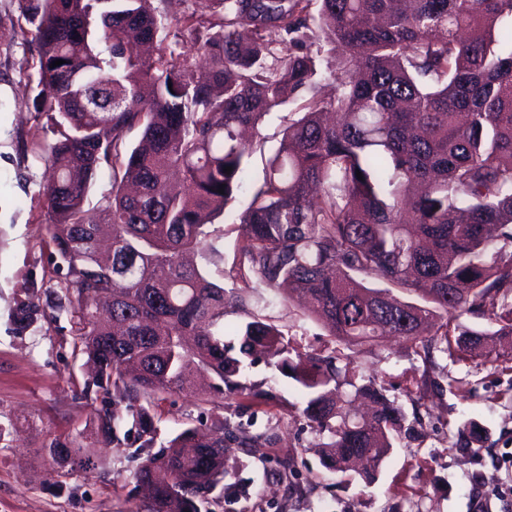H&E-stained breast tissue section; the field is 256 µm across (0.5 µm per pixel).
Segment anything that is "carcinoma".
<instances>
[{"label": "carcinoma", "mask_w": 512, "mask_h": 512, "mask_svg": "<svg viewBox=\"0 0 512 512\" xmlns=\"http://www.w3.org/2000/svg\"><path fill=\"white\" fill-rule=\"evenodd\" d=\"M12 2L34 32L19 74L46 118L34 156L53 172L40 196L67 267L54 307L77 318L75 348L95 366L81 395L102 399L97 439L136 447L142 512H199L230 487L228 454L277 441L217 418L156 444L151 409L191 384L192 367L208 397L267 399L236 380L259 356L304 390L325 469L376 478L404 413L371 382L358 391L373 419L338 405L350 368L336 351L303 353L263 315L287 294L346 345L415 344L430 325L426 353L468 359L485 336L512 349V0H210L209 15L175 18L163 0ZM312 26L327 48L274 56L270 33L297 46ZM322 80L333 97L318 95ZM296 102L232 213L244 245L226 271L213 220L247 177L254 144L241 132ZM103 175L95 220L86 204ZM498 300L495 330L448 329V316ZM230 313L250 318L237 346L224 340Z\"/></svg>", "instance_id": "1"}]
</instances>
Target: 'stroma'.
<instances>
[{
  "label": "stroma",
  "instance_id": "obj_1",
  "mask_svg": "<svg viewBox=\"0 0 512 512\" xmlns=\"http://www.w3.org/2000/svg\"><path fill=\"white\" fill-rule=\"evenodd\" d=\"M33 51L23 40L0 47V512H140L129 449L97 442L101 402L80 394L90 369L74 351L75 319L51 307L61 274L51 260L40 197L47 170L23 149L40 124L18 73ZM287 122L284 110L265 117L248 185L262 181L261 157L278 147ZM29 302L36 311L23 328L14 314ZM304 312L285 300L267 314L284 330L305 323L304 347L325 349L323 329L305 322ZM336 355L350 357L356 376L384 388L405 415L375 483H349L322 466L319 436L301 427L300 385L258 364L246 369L243 381L263 385L273 397L254 408L253 430L278 440L229 458L235 512H475L481 498L494 512H512V359L491 352L461 360L436 351L426 362L410 343L392 337L369 349L341 345ZM203 407L196 387L161 402L158 440L195 420ZM466 425L481 429L480 443L463 433ZM56 443L91 449L96 467L55 462L48 449ZM291 455L305 462L302 491L293 495L275 476L280 460Z\"/></svg>",
  "mask_w": 512,
  "mask_h": 512
}]
</instances>
